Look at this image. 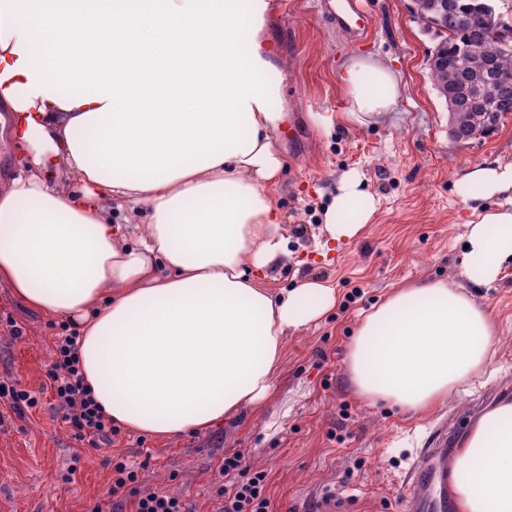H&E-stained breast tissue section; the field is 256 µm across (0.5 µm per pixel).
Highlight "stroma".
Wrapping results in <instances>:
<instances>
[{
	"label": "stroma",
	"instance_id": "35a3bbf8",
	"mask_svg": "<svg viewBox=\"0 0 512 512\" xmlns=\"http://www.w3.org/2000/svg\"><path fill=\"white\" fill-rule=\"evenodd\" d=\"M265 35L280 66L271 73L283 113L275 144L286 168L275 203L287 217L288 257L273 288L302 281L332 286L336 305L319 322L289 334L274 392L259 407L212 429L160 441L121 431L115 453L138 469L144 492L177 495L194 512H218L213 493L225 455L268 472L274 512H398V486L440 431L457 450L471 423L488 407L512 399V264L490 287L472 289L499 325L495 374L451 393L429 416L370 406L348 381L349 340L361 313L391 288L460 276L462 237L474 215L457 181L467 168L512 164V113L491 133L457 143L448 136V108L434 86L429 57L439 39L418 22L414 0H364L372 20L353 41L326 24L316 0H275ZM370 55L400 76L404 93L376 126L341 124L322 131L314 112H344L339 82L348 59ZM361 173L376 201L370 224L346 242H325L322 217L345 172ZM13 319L23 332L12 339ZM51 318L31 310L0 281V381L40 387L53 360ZM77 467L74 482L63 479ZM335 500L322 501L325 492ZM112 495V467L102 453L74 440L49 409L18 418L0 401V512H90Z\"/></svg>",
	"mask_w": 512,
	"mask_h": 512
}]
</instances>
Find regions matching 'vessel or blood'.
I'll return each mask as SVG.
<instances>
[{"instance_id":"vessel-or-blood-1","label":"vessel or blood","mask_w":512,"mask_h":512,"mask_svg":"<svg viewBox=\"0 0 512 512\" xmlns=\"http://www.w3.org/2000/svg\"><path fill=\"white\" fill-rule=\"evenodd\" d=\"M448 499V450L423 449L408 471L401 492V512H450Z\"/></svg>"}]
</instances>
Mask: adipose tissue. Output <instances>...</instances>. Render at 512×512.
Instances as JSON below:
<instances>
[{
  "mask_svg": "<svg viewBox=\"0 0 512 512\" xmlns=\"http://www.w3.org/2000/svg\"><path fill=\"white\" fill-rule=\"evenodd\" d=\"M267 0H0V281L78 335L81 372L106 416L165 440L205 432L276 387L289 333L336 303L316 281L274 291L288 254L274 193L286 167L268 103ZM347 111L393 112L398 73L354 57ZM67 171L73 188L55 181ZM460 280L393 289L357 323L347 370L357 394L428 416L485 374L498 341L466 293L512 262V164L465 170ZM505 197L488 208L487 200ZM142 229H131L130 210ZM376 212L359 173L324 211L332 240ZM459 512H512V402L470 426L451 463Z\"/></svg>",
  "mask_w": 512,
  "mask_h": 512,
  "instance_id": "ef3b65f1",
  "label": "adipose tissue"
}]
</instances>
